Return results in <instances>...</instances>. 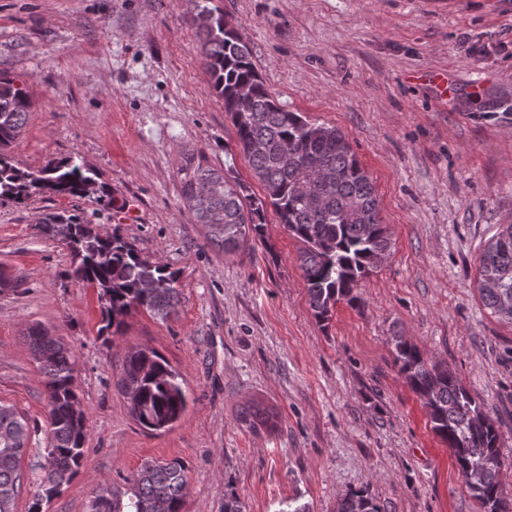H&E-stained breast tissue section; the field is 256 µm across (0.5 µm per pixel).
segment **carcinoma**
Returning a JSON list of instances; mask_svg holds the SVG:
<instances>
[{
    "instance_id": "cac0c4a2",
    "label": "carcinoma",
    "mask_w": 512,
    "mask_h": 512,
    "mask_svg": "<svg viewBox=\"0 0 512 512\" xmlns=\"http://www.w3.org/2000/svg\"><path fill=\"white\" fill-rule=\"evenodd\" d=\"M207 23L197 26L201 63L236 132V145L263 187L250 193L243 182L207 164L203 152L185 157L182 197L208 241L231 254L265 241L267 207L302 244L300 268L315 318L327 322L336 304L356 300L354 290L388 258L390 238L380 217L375 184L348 137L334 125L318 124L280 105L253 62L252 51L224 19L203 6ZM32 99L14 79L0 73V203L21 204L36 194L83 199L97 196L112 204L98 173L69 158L38 172L25 171L10 155L20 137ZM91 218L71 211L47 215L40 230L72 258L68 277L92 287L101 302L100 332L119 336L126 317L142 309L166 320L177 312V272L140 254L118 230L90 228ZM478 284L484 305L512 323V224H504L480 256ZM24 339L41 365L47 393L46 427L0 404V512H16L24 488L20 462L32 435L44 432L47 445L34 464L36 485L28 512L61 493L85 460L86 414L76 386L69 348L35 324ZM395 363L409 388L424 402L433 432L451 451L461 474L484 465L469 490L483 512H512L503 496L499 431L495 421L447 367L419 346L393 338ZM120 387L131 417L145 430L167 429L187 407L179 374L156 350L138 346L125 356ZM277 414L258 403L241 417L249 428H272ZM188 467L179 459H150L135 475L131 495L103 489L90 497L86 512H182ZM336 512H381L364 490L345 495Z\"/></svg>"
}]
</instances>
